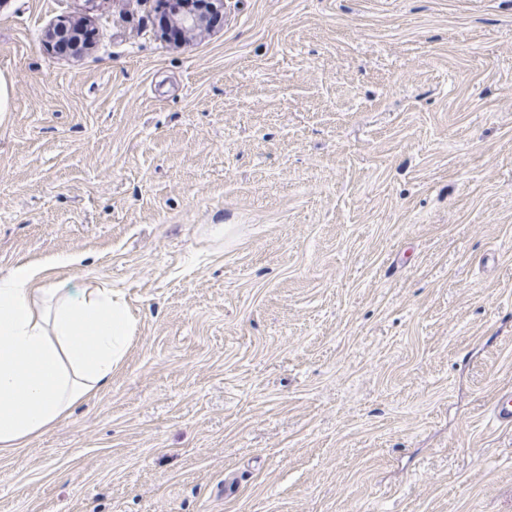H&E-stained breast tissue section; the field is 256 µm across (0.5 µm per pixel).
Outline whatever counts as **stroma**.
Here are the masks:
<instances>
[{"label":"stroma","mask_w":512,"mask_h":512,"mask_svg":"<svg viewBox=\"0 0 512 512\" xmlns=\"http://www.w3.org/2000/svg\"><path fill=\"white\" fill-rule=\"evenodd\" d=\"M160 3L0 0V274L138 318L0 512H512V0Z\"/></svg>","instance_id":"1"}]
</instances>
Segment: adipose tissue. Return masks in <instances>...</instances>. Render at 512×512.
Listing matches in <instances>:
<instances>
[{"instance_id": "obj_1", "label": "adipose tissue", "mask_w": 512, "mask_h": 512, "mask_svg": "<svg viewBox=\"0 0 512 512\" xmlns=\"http://www.w3.org/2000/svg\"><path fill=\"white\" fill-rule=\"evenodd\" d=\"M78 257L0 276V452L25 447L112 379L136 329L119 290L50 279Z\"/></svg>"}]
</instances>
